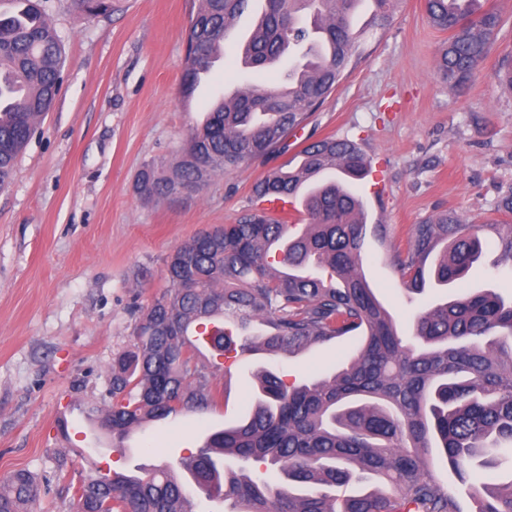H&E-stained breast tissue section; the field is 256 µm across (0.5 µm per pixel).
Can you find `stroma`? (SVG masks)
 <instances>
[{
  "instance_id": "stroma-1",
  "label": "stroma",
  "mask_w": 512,
  "mask_h": 512,
  "mask_svg": "<svg viewBox=\"0 0 512 512\" xmlns=\"http://www.w3.org/2000/svg\"><path fill=\"white\" fill-rule=\"evenodd\" d=\"M498 36L475 81L452 88L436 68L447 40L425 0H400L385 29L366 28V59L341 82L304 130L290 137L358 143L380 182L358 181L369 228L362 271L403 334L416 312L450 301L459 286H432L406 302L389 256L406 230L450 210L472 229L493 217L512 187V94L493 78L512 56V0H491ZM199 0H112L90 17L70 0H47L62 45L56 102L0 189V481L26 469L49 486L31 512H73L70 487L86 475L156 465L180 470L207 430L239 422L262 369L304 383L334 371L354 342L333 341L297 356H247L229 365L225 400L203 415L145 429L128 453L93 451L79 405L105 396L115 354L130 348L132 305L148 307L167 287L165 259L203 229L261 210L254 184L280 165L257 159L218 174L187 198L152 200L134 185L144 163L175 157L210 102L243 83L269 84L284 71L236 63L256 14H244L224 41V57L181 102L186 29ZM387 225L385 236L373 227ZM467 278L471 288L512 295V270L497 251Z\"/></svg>"
}]
</instances>
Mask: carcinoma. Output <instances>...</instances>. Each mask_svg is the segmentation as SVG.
I'll list each match as a JSON object with an SVG mask.
<instances>
[{
    "label": "carcinoma",
    "mask_w": 512,
    "mask_h": 512,
    "mask_svg": "<svg viewBox=\"0 0 512 512\" xmlns=\"http://www.w3.org/2000/svg\"><path fill=\"white\" fill-rule=\"evenodd\" d=\"M43 0L0 12V188L50 111L61 84L62 49ZM251 0H200L187 28L182 102L201 74L224 56V36ZM362 0H265L239 49L241 64L264 71L289 50L296 59L272 87L247 84L218 98L171 162L143 166L135 189L145 199H170L186 187L200 191L217 174L250 159L288 151V139L363 58L351 6ZM370 25L384 29L396 0H372ZM490 0H426L432 24L450 35L437 70L450 84L473 80L501 19ZM83 11H108L106 0H74ZM512 92V59L495 73ZM300 164H284L254 186L257 198L302 195L307 230L264 212L243 214L174 249L165 260L168 288L135 320L132 347L112 358L107 397L87 403L112 447L136 430L218 404L215 375L190 339L217 316L224 330L208 336L221 356H296L343 338L359 344L330 375L288 383L265 370L257 376L244 421L212 432L184 458L195 492L230 502L227 512H462L458 499L430 473L438 448L476 512H512V478L498 485L473 481L474 469L512 462V300L488 289H466L414 317L400 335L362 273L366 209L352 183L368 161L348 138L308 140ZM498 265L512 269V224H484ZM483 246L454 211L414 224L390 255L408 292L461 283ZM236 458L239 472L224 469ZM284 479L273 484L265 473ZM369 474L391 492H338ZM318 490L312 491L310 487ZM41 485L19 470L0 482V512H28ZM75 512H195L186 483L166 466L139 477L114 469L81 479Z\"/></svg>",
    "instance_id": "cac0c4a2"
}]
</instances>
